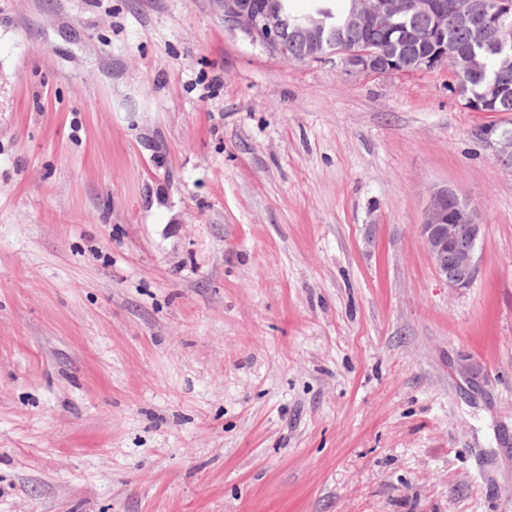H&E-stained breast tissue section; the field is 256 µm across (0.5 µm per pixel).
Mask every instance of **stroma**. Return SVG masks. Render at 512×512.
Listing matches in <instances>:
<instances>
[{
	"label": "stroma",
	"mask_w": 512,
	"mask_h": 512,
	"mask_svg": "<svg viewBox=\"0 0 512 512\" xmlns=\"http://www.w3.org/2000/svg\"><path fill=\"white\" fill-rule=\"evenodd\" d=\"M503 119L219 0H0V512H512ZM256 0H221L227 31L240 33L273 56L304 61L305 44L296 31L288 30V19H274ZM288 32V39H287ZM288 41L290 55L288 58ZM509 129L487 125L476 131L478 139L491 150L492 157L505 167L512 164V126ZM417 228L436 273L448 283V288H469L477 274L476 251L485 230L477 208L454 189L439 187L431 192ZM462 229L467 233L464 242L460 240Z\"/></svg>",
	"instance_id": "stroma-1"
}]
</instances>
